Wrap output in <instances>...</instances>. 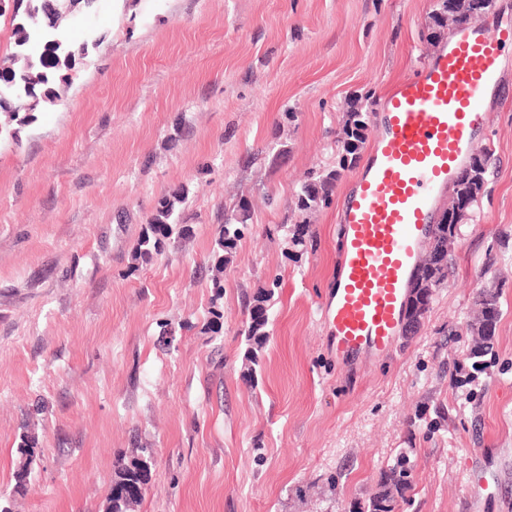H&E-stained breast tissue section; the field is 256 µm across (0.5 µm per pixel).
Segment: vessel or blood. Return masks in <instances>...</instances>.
I'll return each instance as SVG.
<instances>
[{
    "label": "vessel or blood",
    "instance_id": "obj_1",
    "mask_svg": "<svg viewBox=\"0 0 512 512\" xmlns=\"http://www.w3.org/2000/svg\"><path fill=\"white\" fill-rule=\"evenodd\" d=\"M501 45L498 33L461 29L385 100L365 173L337 216L339 273L321 312L338 361L393 351L440 194L486 121L482 105L497 80Z\"/></svg>",
    "mask_w": 512,
    "mask_h": 512
}]
</instances>
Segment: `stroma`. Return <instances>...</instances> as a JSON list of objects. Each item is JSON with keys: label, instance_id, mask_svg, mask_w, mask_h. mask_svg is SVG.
Masks as SVG:
<instances>
[{"label": "stroma", "instance_id": "stroma-1", "mask_svg": "<svg viewBox=\"0 0 512 512\" xmlns=\"http://www.w3.org/2000/svg\"><path fill=\"white\" fill-rule=\"evenodd\" d=\"M433 6L98 0L72 12L89 63L0 141V508L104 512L117 455L146 447L139 512H349L403 450L412 487L396 512H512V47L484 106L486 192L459 228L455 273L392 353L337 363L321 316L338 211L370 145L313 216V248L267 232L306 172L331 167L345 112L379 124L393 87L447 47ZM180 186L189 240L132 265L158 199ZM241 194L250 231L218 299L211 256ZM276 277L249 383L241 293ZM482 288L498 290L502 315L477 365L467 324ZM26 440L37 454L20 490Z\"/></svg>", "mask_w": 512, "mask_h": 512}]
</instances>
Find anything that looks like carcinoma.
Here are the masks:
<instances>
[{
    "mask_svg": "<svg viewBox=\"0 0 512 512\" xmlns=\"http://www.w3.org/2000/svg\"><path fill=\"white\" fill-rule=\"evenodd\" d=\"M85 3L86 0H19L12 15L15 51L0 57V94L6 97V101H0V135L9 132L15 122L24 124L31 120V112L37 107L55 104L60 98V85L68 81L65 71L72 69L76 60L87 57V43L72 42L64 34L72 9ZM453 9L461 24L480 16L473 11L470 0H454ZM367 130L368 113L354 110L345 113V120L335 138L338 168L328 172L312 170L307 174L297 192L296 208L300 213L309 214L330 207L339 170L355 162ZM490 157L491 153L486 148L471 158L454 181L450 200L464 199L470 205L478 201L487 182ZM185 198V189L179 187L157 201L133 249V261L146 263L164 251L172 236H189L191 226L180 210ZM252 208L251 200L241 196L232 207L224 209V226L212 258V270L215 271L213 288L219 297L224 292V270L238 242L249 230ZM466 213L465 209L455 210L450 218L434 225L432 239L409 291L405 323L408 336L418 332L430 310L436 289L448 283L452 269L451 246L458 224ZM272 232L282 234L287 244L295 249H305L314 243L313 225L307 220L295 224L284 221L274 225ZM279 287L280 279L276 278L269 288L242 293L241 304L246 315L244 335L250 342L246 360L252 364L246 377L251 380L254 379L253 365L257 364L258 352L269 336L271 300ZM500 317L499 292L481 290L469 324L473 358L487 355ZM17 453L20 463L15 481L16 486L22 488L30 474L34 448L25 442ZM150 462L148 448H138L131 455L118 458L106 512H135L142 496L128 495L124 490L131 486L145 488L150 481ZM410 488L409 468L403 456L397 466L383 472L375 491L366 500L353 504L350 512H395L397 503L406 499Z\"/></svg>",
    "mask_w": 512,
    "mask_h": 512,
    "instance_id": "cac0c4a2",
    "label": "carcinoma"
}]
</instances>
